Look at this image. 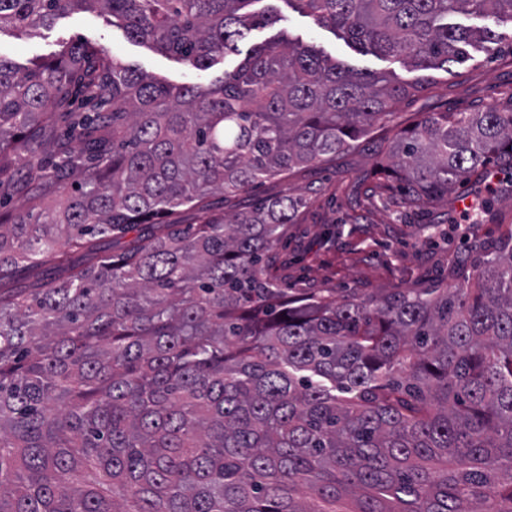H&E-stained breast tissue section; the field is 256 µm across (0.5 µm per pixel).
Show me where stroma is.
Listing matches in <instances>:
<instances>
[{
    "label": "stroma",
    "mask_w": 512,
    "mask_h": 512,
    "mask_svg": "<svg viewBox=\"0 0 512 512\" xmlns=\"http://www.w3.org/2000/svg\"><path fill=\"white\" fill-rule=\"evenodd\" d=\"M276 7L280 21L255 31L254 41L284 32L355 68L388 69L399 79H416V71L401 62L354 51L332 29L316 26L287 0H278ZM499 31L501 43L473 51L471 60L448 70L430 71L429 91L408 99L394 122L375 127L336 159L298 170L285 180H268L248 194L227 200L215 197V204L227 212L258 197L286 193L302 198L296 223L286 225L282 244L272 252L273 272L281 287L292 294L308 288L339 298L366 299L397 288L458 283L481 259L484 247L498 237L501 225L512 224V160L507 157L489 162L490 178L471 177L447 197L422 208L413 206L399 188L368 175L384 139L424 113L512 106V25H500ZM73 42L101 45L121 62L174 85L208 84L234 66L229 60L204 71L196 69L129 38L96 12L65 14L51 28L23 36L8 27L0 30V54L22 66ZM462 198L493 200L495 220L463 223L457 205Z\"/></svg>",
    "instance_id": "obj_1"
}]
</instances>
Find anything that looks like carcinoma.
Masks as SVG:
<instances>
[{"label":"carcinoma","instance_id":"obj_1","mask_svg":"<svg viewBox=\"0 0 512 512\" xmlns=\"http://www.w3.org/2000/svg\"><path fill=\"white\" fill-rule=\"evenodd\" d=\"M262 2L0 0L20 34L96 9L201 70L244 55L187 86L88 43L0 56V189L22 169L29 203L0 212V512H512V224L461 284L338 300L286 295L265 263L300 199L212 206L428 88L289 38L242 50L280 20ZM286 2L414 70L512 23V0ZM505 153L512 110L426 112L375 169L420 205ZM182 208L207 216L164 220Z\"/></svg>","mask_w":512,"mask_h":512}]
</instances>
